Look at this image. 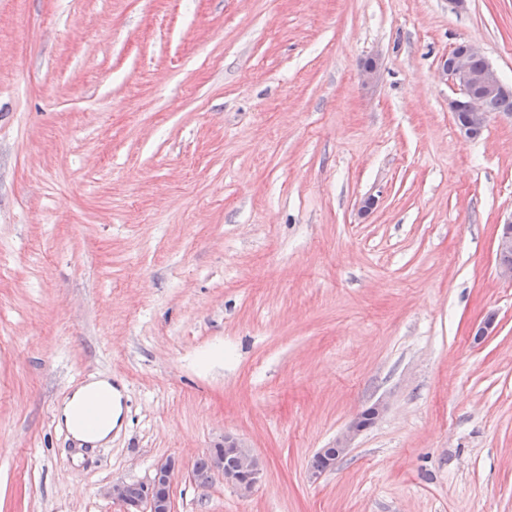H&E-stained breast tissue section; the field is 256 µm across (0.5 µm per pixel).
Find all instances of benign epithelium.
<instances>
[{"label":"benign epithelium","mask_w":512,"mask_h":512,"mask_svg":"<svg viewBox=\"0 0 512 512\" xmlns=\"http://www.w3.org/2000/svg\"><path fill=\"white\" fill-rule=\"evenodd\" d=\"M482 55L481 49L472 42L462 41L455 44L452 51L443 60L442 73L456 88L457 96L450 101L453 114L463 112L467 122L457 124L460 134L473 138L477 130L484 129L490 120L502 116L494 111L493 103L502 96L512 94L507 86L489 64L481 70L470 67V59ZM512 254V220L498 225L496 235L497 271L499 276L512 280V262L507 256ZM381 412V405H375L361 413L347 428L342 437L333 446L331 460L344 455L356 435L367 426V420L376 419ZM224 450L234 452L238 457L237 474L224 476V481L233 485L240 495H251L261 483L263 469L259 460L253 455L246 443L233 435L224 436ZM175 464L162 463L156 466L153 477L146 483L132 485L120 483L112 486V498L125 504L130 509L138 510L147 506L149 512H166V502L157 498L155 492L161 486L171 483Z\"/></svg>","instance_id":"obj_1"}]
</instances>
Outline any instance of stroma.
<instances>
[{"instance_id": "stroma-1", "label": "stroma", "mask_w": 512, "mask_h": 512, "mask_svg": "<svg viewBox=\"0 0 512 512\" xmlns=\"http://www.w3.org/2000/svg\"><path fill=\"white\" fill-rule=\"evenodd\" d=\"M462 40L512 85V0H0V512H127L168 460L171 512H512V119L460 136ZM228 434L251 496L193 477ZM512 219L505 224L498 225L496 235L497 271L502 278L512 280ZM504 256L511 257L504 260ZM112 387L113 384L111 385L104 380H99L91 382L76 391L63 407L59 416L60 422L63 419V423L67 430L72 432L78 438H85L84 435L80 433L81 431L86 434L89 433L91 435L90 440L92 441H105L112 433V430L118 425V420L121 415L119 396L115 392L113 393L112 398ZM102 391L109 394V402L107 404L104 419L95 428L88 429L78 426L79 412L84 403L93 395ZM381 409V405H375L361 413L349 425L342 437L336 440V444L332 448L333 452L332 457L330 458V462L337 460L340 456L344 455L349 448H351L352 440L359 432L363 431L369 425V423H367V419L374 421L380 415ZM175 464L172 462L162 463L156 466L153 477L148 483H120L112 485L109 492L112 498L125 504L133 511H140L142 505H146L148 511L164 512L168 511L166 502L155 496V492L161 486L170 485L173 477Z\"/></svg>"}]
</instances>
